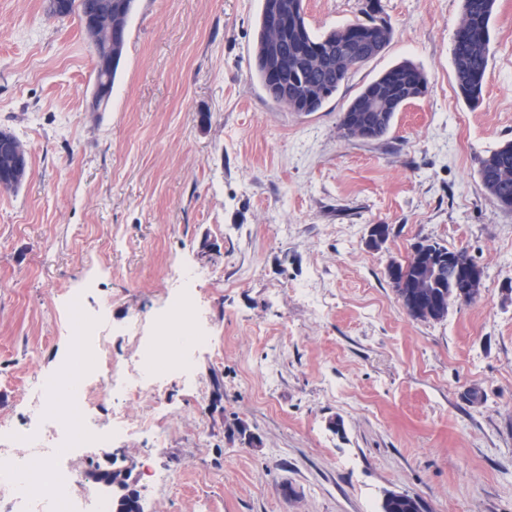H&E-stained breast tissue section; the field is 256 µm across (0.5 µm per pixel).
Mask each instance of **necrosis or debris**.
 <instances>
[{
  "instance_id": "1",
  "label": "necrosis or debris",
  "mask_w": 512,
  "mask_h": 512,
  "mask_svg": "<svg viewBox=\"0 0 512 512\" xmlns=\"http://www.w3.org/2000/svg\"><path fill=\"white\" fill-rule=\"evenodd\" d=\"M198 320V308L190 297L170 298L161 327L186 336V345L172 356L156 353L150 343L143 342L134 360L122 363L112 358L99 331L87 326L81 310H74L69 360L32 393L36 412L42 415L54 401L57 385L69 384L72 395L67 412L50 435L37 426L15 428L0 423V503L8 505L9 512H108V501L96 489L83 485L74 466H57L53 460L74 448L102 446L99 430L88 412L90 384H97L104 391L118 381L126 389L143 390L156 398L166 375L188 373L194 352L208 341L196 328ZM34 466L51 471L53 498L43 497L35 487L19 485L18 468Z\"/></svg>"
}]
</instances>
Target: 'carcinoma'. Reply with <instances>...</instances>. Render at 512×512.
<instances>
[{"label":"carcinoma","mask_w":512,"mask_h":512,"mask_svg":"<svg viewBox=\"0 0 512 512\" xmlns=\"http://www.w3.org/2000/svg\"><path fill=\"white\" fill-rule=\"evenodd\" d=\"M135 0H117L112 10L116 24L126 26L133 11ZM374 6L367 12L369 21L351 23L322 35L311 32L307 23L303 0H295V19L298 28L288 31L283 37L266 27V15L270 0H262L257 34L254 45V67L259 82L273 103L291 112H317L339 90L349 72L379 55L390 43L394 29L382 13L379 0H372ZM495 0H463L462 19L455 33L453 57L455 79L458 89L469 103L480 100L489 63L490 40L484 31L490 28ZM288 41V56L294 62L281 70L278 81L288 85L285 94L274 87L269 75L271 43ZM342 45L351 48V55L341 65L329 57V51ZM428 87L424 73L409 61L400 62L386 70L346 108L340 119L339 128L348 138L360 139L366 133L379 140L391 129L396 113L409 101L418 87ZM381 89L386 99L377 112L365 107L368 94ZM478 175L492 201L500 209L512 212V141H507L488 156L479 159ZM26 169L9 164V159L0 157V179L2 191H15L22 184ZM437 242L423 240L415 244L417 255L406 264L399 265V275L391 278L402 302L411 295H438L443 299L442 310L446 311L456 303L449 292L448 271L438 275L427 263L424 254L436 249ZM140 494L128 490L122 497L114 498L113 512H133V504ZM424 507L423 501L407 495L399 500L392 493L385 495L381 512H416Z\"/></svg>","instance_id":"cac0c4a2"}]
</instances>
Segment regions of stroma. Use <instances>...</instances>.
<instances>
[{"label":"stroma","mask_w":512,"mask_h":512,"mask_svg":"<svg viewBox=\"0 0 512 512\" xmlns=\"http://www.w3.org/2000/svg\"><path fill=\"white\" fill-rule=\"evenodd\" d=\"M0 0V130L29 151L0 191V421L69 349V302L118 359L192 282L212 336L196 387L123 405L165 425L125 435L83 473L128 469L145 512H512V213L478 160L512 140V0H496L483 94L455 81L462 0H380L394 36L317 112L272 104L253 72L261 0H136L106 111L77 17ZM366 0H304L314 34ZM408 60L426 94L382 140L342 136L347 105ZM391 233L366 244L371 225ZM463 249L480 297L440 321L408 315L389 276L413 244ZM343 423L334 431V420ZM245 426L247 437L236 435ZM169 473L158 495L152 472ZM391 492L392 491L386 493L381 506V512H414L417 511L418 508H423V511H426L423 501L418 497L400 493L401 495H406V501H403L397 499Z\"/></svg>","instance_id":"1"}]
</instances>
